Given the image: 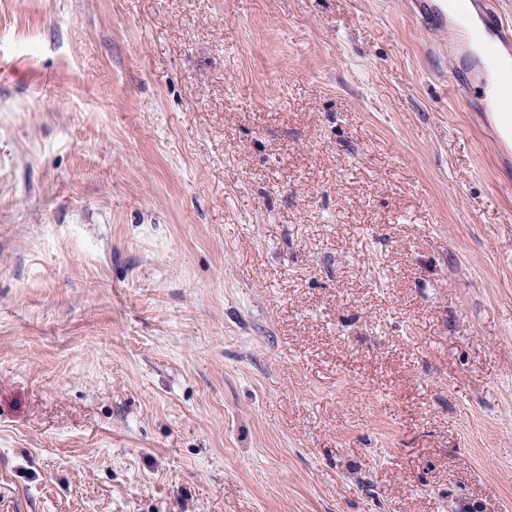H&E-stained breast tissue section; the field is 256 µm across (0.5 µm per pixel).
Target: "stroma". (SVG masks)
<instances>
[{
	"label": "stroma",
	"mask_w": 512,
	"mask_h": 512,
	"mask_svg": "<svg viewBox=\"0 0 512 512\" xmlns=\"http://www.w3.org/2000/svg\"><path fill=\"white\" fill-rule=\"evenodd\" d=\"M417 2L0 0V512H512V147Z\"/></svg>",
	"instance_id": "1"
}]
</instances>
